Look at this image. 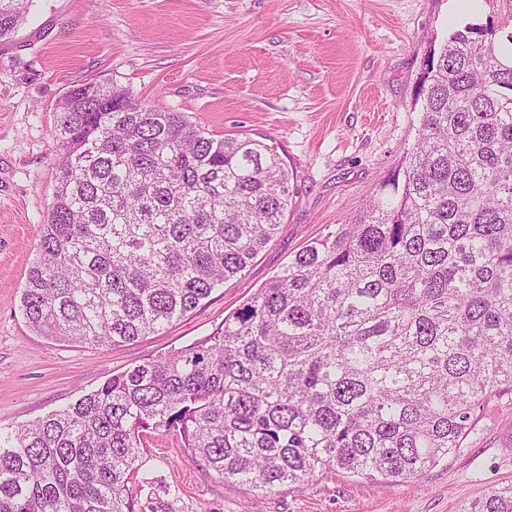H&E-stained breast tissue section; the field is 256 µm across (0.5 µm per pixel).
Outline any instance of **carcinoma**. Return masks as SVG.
<instances>
[{
	"instance_id": "1",
	"label": "carcinoma",
	"mask_w": 512,
	"mask_h": 512,
	"mask_svg": "<svg viewBox=\"0 0 512 512\" xmlns=\"http://www.w3.org/2000/svg\"><path fill=\"white\" fill-rule=\"evenodd\" d=\"M429 50L416 138L360 217L307 243L213 333L0 428V512H135L175 436L270 494L317 473L408 482L512 394V0ZM34 0H0V41ZM60 161L21 303L39 335L121 346L185 317L275 237L290 173L112 81L58 101ZM463 512H512L490 488Z\"/></svg>"
}]
</instances>
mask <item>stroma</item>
<instances>
[{"label": "stroma", "instance_id": "stroma-1", "mask_svg": "<svg viewBox=\"0 0 512 512\" xmlns=\"http://www.w3.org/2000/svg\"><path fill=\"white\" fill-rule=\"evenodd\" d=\"M489 13L485 0H36L0 41V426L210 334L309 241L351 222L414 142L427 51ZM93 78L272 144L292 174L275 239L241 275L164 332L111 348L46 339L21 311L54 200L55 108ZM141 470L136 512H462L484 489L512 485V395L457 454L402 484L332 472L262 495L158 436Z\"/></svg>", "mask_w": 512, "mask_h": 512}]
</instances>
